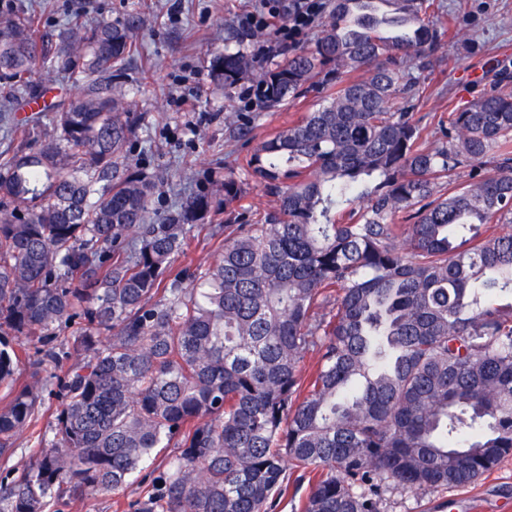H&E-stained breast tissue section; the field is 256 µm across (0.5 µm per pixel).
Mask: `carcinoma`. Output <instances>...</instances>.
Segmentation results:
<instances>
[{"label": "carcinoma", "mask_w": 512, "mask_h": 512, "mask_svg": "<svg viewBox=\"0 0 512 512\" xmlns=\"http://www.w3.org/2000/svg\"><path fill=\"white\" fill-rule=\"evenodd\" d=\"M368 2L331 0L313 46L258 77L262 108L321 99L245 158L272 209L249 211L227 168L162 218L128 152L140 15L68 22L47 42L33 15H0L7 103H38L35 71L80 85L22 123L0 113L14 143L0 153L1 460L45 409L38 372L18 379L20 340L39 365L71 361L53 437L0 478V512H59L138 481L132 512H271L286 471L310 467L302 512H379L388 482L466 486L512 455V232L487 233L512 224V76L495 61L425 144L414 105L392 100L422 96L413 68L461 27L430 20L435 0H394L406 35L392 40L390 21L352 18ZM253 67L228 49L209 61L228 97ZM229 127L251 139L243 116ZM220 214L216 258L172 273ZM160 448L173 454L152 468Z\"/></svg>", "instance_id": "cac0c4a2"}]
</instances>
